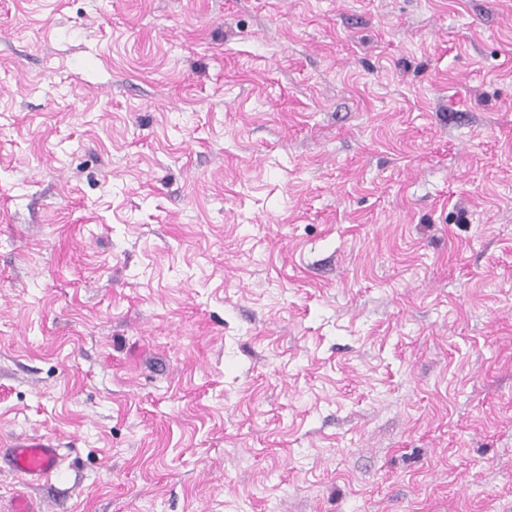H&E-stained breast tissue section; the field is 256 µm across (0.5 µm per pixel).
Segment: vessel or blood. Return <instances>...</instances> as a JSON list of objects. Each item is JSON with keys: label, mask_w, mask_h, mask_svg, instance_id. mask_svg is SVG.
Instances as JSON below:
<instances>
[{"label": "vessel or blood", "mask_w": 512, "mask_h": 512, "mask_svg": "<svg viewBox=\"0 0 512 512\" xmlns=\"http://www.w3.org/2000/svg\"><path fill=\"white\" fill-rule=\"evenodd\" d=\"M62 458L56 440L43 436L18 435L0 444V469L19 472L34 484L47 481Z\"/></svg>", "instance_id": "vessel-or-blood-1"}]
</instances>
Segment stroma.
<instances>
[{"mask_svg":"<svg viewBox=\"0 0 512 512\" xmlns=\"http://www.w3.org/2000/svg\"><path fill=\"white\" fill-rule=\"evenodd\" d=\"M0 508L512 512V0H0ZM0 469L6 466L32 484L47 481L60 467L63 455L56 440L43 436H15L0 442Z\"/></svg>","mask_w":512,"mask_h":512,"instance_id":"obj_1","label":"stroma"}]
</instances>
